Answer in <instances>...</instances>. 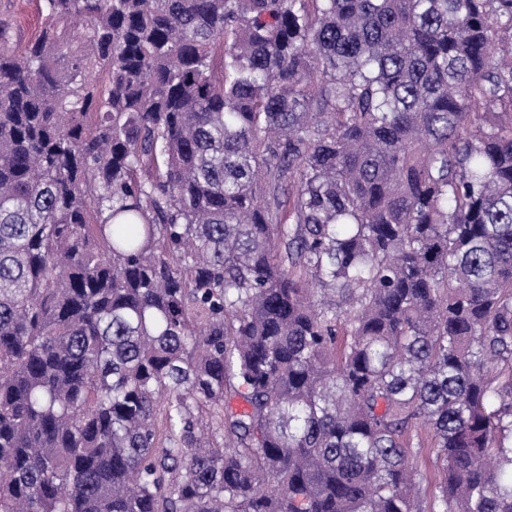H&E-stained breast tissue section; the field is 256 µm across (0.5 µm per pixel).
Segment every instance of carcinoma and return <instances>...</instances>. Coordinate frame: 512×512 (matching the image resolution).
<instances>
[{"instance_id": "1", "label": "carcinoma", "mask_w": 512, "mask_h": 512, "mask_svg": "<svg viewBox=\"0 0 512 512\" xmlns=\"http://www.w3.org/2000/svg\"><path fill=\"white\" fill-rule=\"evenodd\" d=\"M45 2L0 512H512V0ZM413 467L420 473L421 507L423 512H438L439 502L435 497V459L426 454L413 460Z\"/></svg>"}]
</instances>
